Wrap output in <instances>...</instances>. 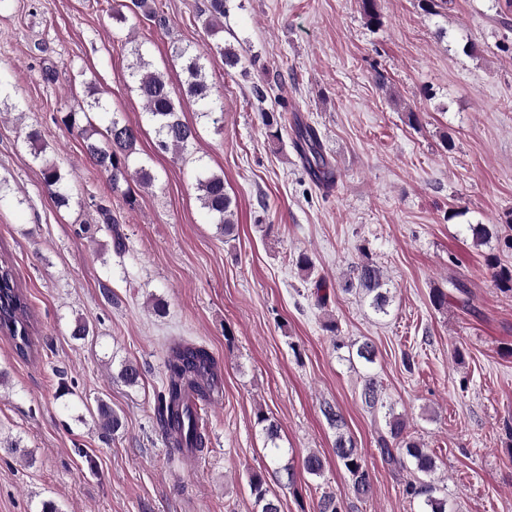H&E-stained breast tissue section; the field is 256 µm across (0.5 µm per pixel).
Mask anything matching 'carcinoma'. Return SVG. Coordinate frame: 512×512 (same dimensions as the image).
I'll return each mask as SVG.
<instances>
[{
	"label": "carcinoma",
	"mask_w": 512,
	"mask_h": 512,
	"mask_svg": "<svg viewBox=\"0 0 512 512\" xmlns=\"http://www.w3.org/2000/svg\"><path fill=\"white\" fill-rule=\"evenodd\" d=\"M125 8L160 28L166 25V19L157 10L154 0H130ZM226 12L227 0H206L200 16L203 17L202 26L207 34L216 38L212 48L222 55L224 67L229 70L241 65L242 59L232 45L217 38L224 31ZM176 55L186 61L182 94L197 102L209 103L213 97V86L206 75L205 65L186 48L176 49ZM131 76L137 82L136 90L143 101L145 112L156 126L157 148L162 152L170 151L176 156L183 155L192 147L196 132L178 116L175 92L165 76L149 70V63L141 56L137 58ZM63 122L69 131L82 138L93 165L110 177L112 190H119L120 182L127 181L130 176L144 189L153 186L154 176L145 166L130 171L138 140L137 127L116 117L112 118L106 128L105 144L102 145L94 138L96 130L92 125H79L76 113H68ZM293 144L317 182L329 185L336 179V173L323 153L320 135L314 126L295 123ZM43 152L45 148L41 147L35 153V158L42 163L43 184L55 204L66 207L70 197L63 188V177L59 168L42 156ZM197 189L200 191L202 206L212 216L214 223L222 233L232 234L234 211L232 198L224 186V176L203 170L197 179ZM469 230L478 246L488 244L497 233L496 226L487 224H471ZM384 286L381 270L370 262H364L353 270V277L345 281L344 290L361 292L370 298V307L375 312L385 314L390 299ZM0 332L8 334L19 358L26 360L37 352L34 318L28 297L20 288L12 265L3 259H0ZM217 371V360L202 345L185 342L170 349L165 362L162 389L155 400V413L171 452L184 459L196 458L205 447L206 428L198 413V404L212 399V384ZM114 378L132 387L139 383L140 371L136 365L126 362L121 364ZM361 400L369 409L376 408L381 402V392L374 378L365 380ZM323 414L330 425L336 428V463L351 477L355 495L360 498L371 497L373 479L354 442L342 432L344 422L341 414L332 405L326 406ZM98 423L109 434L116 433L122 427L121 418L106 404L98 407ZM256 424L262 426L266 440L276 444L277 424L261 411L256 414ZM386 425L387 434L379 439L384 460L395 467H403L409 462L417 473L405 485L407 498L417 503L419 512H448V500L437 495V487L432 479L436 471L434 457L423 445L408 439L405 421L395 414L391 406L388 407ZM250 486L259 512H280L279 501L269 496L262 475H251Z\"/></svg>",
	"instance_id": "cac0c4a2"
}]
</instances>
